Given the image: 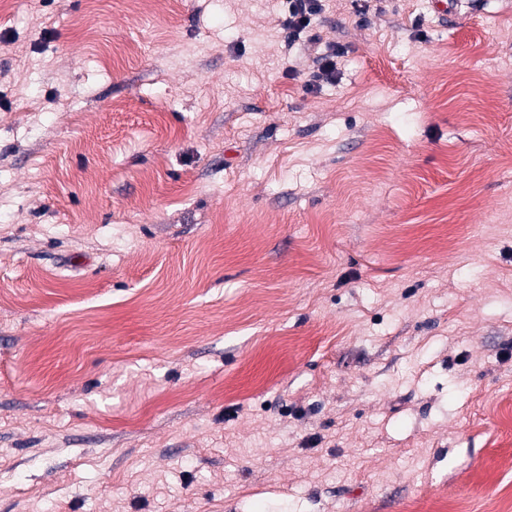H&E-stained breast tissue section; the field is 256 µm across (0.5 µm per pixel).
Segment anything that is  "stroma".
<instances>
[{"instance_id": "35a3bbf8", "label": "stroma", "mask_w": 512, "mask_h": 512, "mask_svg": "<svg viewBox=\"0 0 512 512\" xmlns=\"http://www.w3.org/2000/svg\"><path fill=\"white\" fill-rule=\"evenodd\" d=\"M281 20L0 0V512H407L512 475V0H325L311 90ZM344 50L340 46H328L325 50L318 53L316 57L317 70L313 73L312 83L306 87H312L320 84V82L333 81L336 78L337 63L336 58L342 56Z\"/></svg>"}]
</instances>
